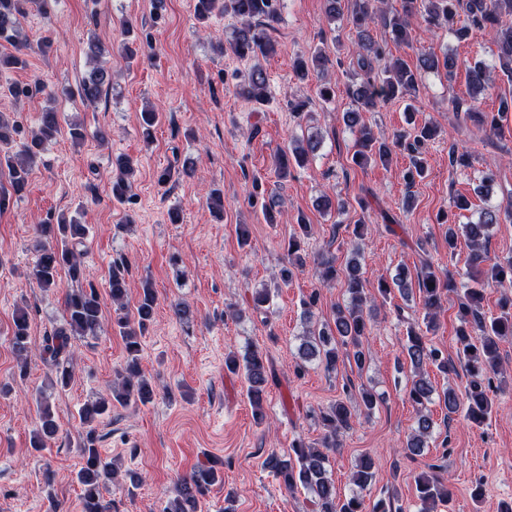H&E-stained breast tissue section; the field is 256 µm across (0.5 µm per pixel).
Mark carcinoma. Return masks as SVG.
<instances>
[{
    "instance_id": "cac0c4a2",
    "label": "carcinoma",
    "mask_w": 512,
    "mask_h": 512,
    "mask_svg": "<svg viewBox=\"0 0 512 512\" xmlns=\"http://www.w3.org/2000/svg\"><path fill=\"white\" fill-rule=\"evenodd\" d=\"M30 0H0V42L17 46L16 40L20 18L26 15V5ZM281 0H195V15L200 21L209 19L212 14L227 13L238 19L237 28L228 50L240 59L267 56L275 51L274 41L269 30L280 19ZM464 10L469 24L454 27V19L459 10ZM350 17L357 32L356 65L363 72V79L353 91L354 108L343 113L342 121L355 134V151L352 162L361 168L367 165H387L394 150L408 154L410 165L404 179L408 187H413L416 179L423 177L426 160L423 148L437 134L436 127L423 125L414 132H399L387 138L375 132L366 123L364 114L374 111L379 104L404 99L415 90L421 72L437 71L444 68L453 74L457 60L453 56L438 57L432 52L418 58L416 69L402 59H386V48L372 35V25L381 21L395 42L407 38L408 19L417 17L428 27L448 26L456 39L462 41L469 35L470 26L485 29L493 34L497 48L496 59L502 74L512 79V0H401V10L385 11L379 0H351ZM326 57L317 53L306 61L299 59L295 64L297 75L306 79L314 73L325 70ZM492 67L477 61L466 69L470 97L467 100H452L453 110L463 113V119L489 123V132H496V119H487L476 108V102L489 86ZM112 83L109 72L97 65L79 86L82 101L91 105L100 100L103 88ZM241 94L251 101L263 105L268 100L267 77L262 69L255 67L240 77L237 83ZM0 90L16 100L27 99L40 92L39 82L0 83ZM61 116L49 110L42 113L40 124L28 132L18 120H9L0 114V145L9 147L17 138H23L21 150L14 155L5 154L0 165L8 168L11 184L19 192L27 184L30 172L43 150L44 144L60 131ZM320 146V139L310 138L306 144L296 143L280 151L275 159V169L280 178H285L291 167H304L308 156ZM116 173L112 177V198L119 204L131 199L130 176L134 173V162L127 156L118 157ZM442 223L448 224V253L455 252L459 238H464L469 253L470 272L468 282L457 284L452 272L440 274L434 270L429 257L420 260L416 278L400 267L391 280H382L378 294L386 299L392 288L407 299L413 292H419L422 321L409 326L406 333L404 351L414 368V376L408 389V398L414 404L417 417L414 427L403 444L407 455H418L428 446L435 423L427 405L437 398L443 401L448 413L463 411L465 418L476 426L483 425L493 411V378L501 374L500 344L512 342V296L502 295L499 301L500 314L486 317L482 303L485 286L495 283L501 288H512V257L490 262L487 241L490 228L499 223V209L490 207L480 212L479 220L470 224H451L448 215L439 216ZM301 234L288 238L285 262L278 278L286 284L293 277L294 270L303 266L305 257L301 254L305 238L308 237V224L304 217H298ZM88 234V227L65 215L50 216L36 226L37 260L29 269V278L39 288L48 291L58 287L59 271L68 269L71 279L80 281L82 251ZM316 271L324 283H331L344 275L346 300L336 306L333 321L321 327L309 329L300 337L297 347L296 374H301L306 364L315 362L328 373L337 370L340 352L353 355L356 367L365 369L368 359L363 350V342L368 335L375 299L365 288L361 254L355 250L347 261L345 272L336 268L332 256L322 255L317 259ZM127 270L121 263L112 265L108 279L109 295L112 304L124 310L127 299ZM458 296L456 329L460 345V366L467 376L464 393L448 387L441 391L433 384L425 366L448 373L457 372L454 364L448 361V354L431 345L428 334L439 327L437 317L443 300L448 293ZM156 293L149 281H144L134 316H120L116 326L125 344L124 364L115 372L110 392L86 402L79 416L83 424L89 426L86 436L79 445L82 466L76 474L81 487L82 512H111L104 502L102 491L117 476L113 465L102 460L92 424L112 412V406H139L150 403L155 395L152 382L141 368L140 338L154 319ZM102 307L100 297L93 285L71 288L65 294L63 323L43 338L41 357L52 372L51 386L63 390L73 380L71 340L95 339L102 328ZM30 313L28 306L18 307L13 316L12 345L22 353L27 350L30 340ZM224 368L236 374L243 372L247 382V398L252 406L254 418L263 423L266 418L265 395L269 379L272 378L265 356L254 347H248L243 356L234 352L224 358ZM40 428L31 442L38 450L46 447L54 439L58 424L48 398L38 401ZM357 416V409L338 400L335 404L316 413V418L325 429L321 446L315 447L302 439L295 440L288 448V456L271 454L265 461L272 473L282 478L288 492L302 487L308 490L316 506L315 512H366L364 498L353 493L340 500L336 496V486L328 473V451L338 447V435L349 429ZM438 466L431 472L417 477L416 491L419 501L418 512H440V508L451 504L453 494L444 478L437 473ZM375 478V460L364 455L357 461L353 474V484L364 490ZM221 476L218 462L211 461L198 467L193 473L176 483L173 496L168 500L164 512H197L200 499L209 492Z\"/></svg>"
}]
</instances>
